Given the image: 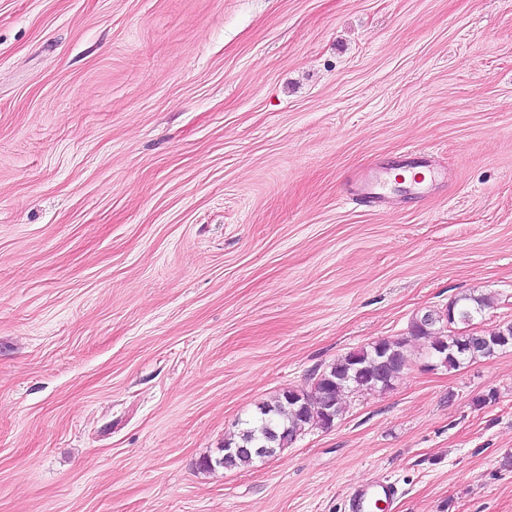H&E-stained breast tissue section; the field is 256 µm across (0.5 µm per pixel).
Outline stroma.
<instances>
[{
    "label": "stroma",
    "instance_id": "obj_1",
    "mask_svg": "<svg viewBox=\"0 0 512 512\" xmlns=\"http://www.w3.org/2000/svg\"><path fill=\"white\" fill-rule=\"evenodd\" d=\"M410 149L430 194L351 196ZM470 293L512 322V0H0V512H344L381 474L512 512V348L410 335ZM402 338L392 389L201 468ZM405 346L406 341L391 340L368 344L313 375L308 388L284 391L264 404L259 417L242 423L244 427L237 435L224 441V448L231 447L223 448L224 457L232 455V448H239L230 469L250 466L254 453L259 459L274 456L277 448L280 451L291 446L306 428H331L344 413L342 400L346 394L392 388L408 366Z\"/></svg>",
    "mask_w": 512,
    "mask_h": 512
}]
</instances>
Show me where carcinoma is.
Returning <instances> with one entry per match:
<instances>
[{
  "label": "carcinoma",
  "mask_w": 512,
  "mask_h": 512,
  "mask_svg": "<svg viewBox=\"0 0 512 512\" xmlns=\"http://www.w3.org/2000/svg\"><path fill=\"white\" fill-rule=\"evenodd\" d=\"M489 306L486 297L465 294L445 311L426 313L411 325V336L430 343L439 363L455 370L465 362L487 358L512 348V323L480 334L459 330L473 324ZM406 342L380 340L347 353L328 368L313 375L308 387L283 392L260 407V416L244 423L224 445L238 449L230 467L254 462L253 449L263 445L291 446L309 428L329 429L343 415V398L349 393L383 391L393 387L407 369Z\"/></svg>",
  "instance_id": "cac0c4a2"
}]
</instances>
